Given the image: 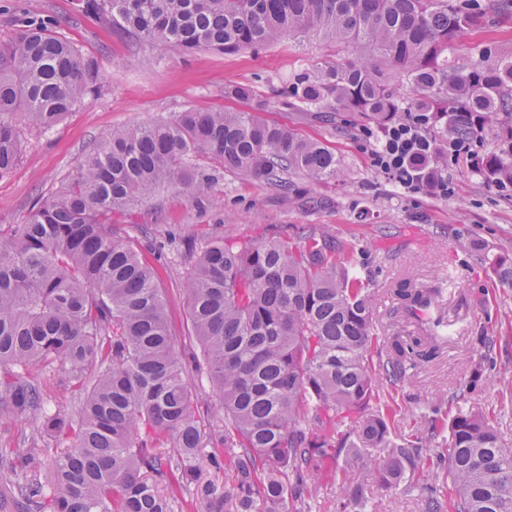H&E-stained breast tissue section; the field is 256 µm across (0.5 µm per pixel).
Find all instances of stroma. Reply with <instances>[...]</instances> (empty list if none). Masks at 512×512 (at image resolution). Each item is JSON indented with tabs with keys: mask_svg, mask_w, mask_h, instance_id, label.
Returning a JSON list of instances; mask_svg holds the SVG:
<instances>
[{
	"mask_svg": "<svg viewBox=\"0 0 512 512\" xmlns=\"http://www.w3.org/2000/svg\"><path fill=\"white\" fill-rule=\"evenodd\" d=\"M45 15L57 35L71 41L99 70L100 84L53 129L24 128L23 147L13 170L0 177V225L24 221L34 202L64 184L92 145L112 130L174 119L193 108L246 111L248 102L228 99L224 89L247 85L267 102L261 119L295 129L333 148L341 160L340 180L315 184L294 176L292 189L220 172L208 195L171 186L132 209L120 229L157 273L168 303L177 352L196 349L191 334L185 283L195 260L211 242H242L293 234L298 228H326L337 246L362 256V277L376 288V335L413 336L417 324L394 295L397 284L438 289L437 309L448 326L432 359L407 370L393 394L397 425L424 422L439 397L451 394L480 368L484 336L497 342V381H480L449 413L489 417L505 447L512 448V285L494 280L484 254L512 258V197L496 193L468 159L450 161L454 197L404 194L371 163L374 141L351 112H316L285 104L281 95L296 74L336 57L334 44L311 37L303 44L282 42L253 53L233 55L174 49L132 41L116 27L83 14L78 0H0V38L8 37L18 13ZM512 48V12L491 10L486 26L463 35L451 57L479 60L487 45ZM45 411L77 413L72 387L35 365ZM195 415L203 431L222 429L224 404L206 376L193 375ZM357 481L373 498L375 512H423L429 485L445 489L443 478L416 481L394 490L378 483L372 458L356 469Z\"/></svg>",
	"mask_w": 512,
	"mask_h": 512,
	"instance_id": "35a3bbf8",
	"label": "stroma"
}]
</instances>
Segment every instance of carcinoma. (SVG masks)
<instances>
[{
  "instance_id": "obj_1",
  "label": "carcinoma",
  "mask_w": 512,
  "mask_h": 512,
  "mask_svg": "<svg viewBox=\"0 0 512 512\" xmlns=\"http://www.w3.org/2000/svg\"><path fill=\"white\" fill-rule=\"evenodd\" d=\"M512 0H82V11L121 26L137 42L187 54L256 51L310 32L355 58L336 55L297 74L286 103L355 112L382 128L405 112H428L437 141L493 131L497 150L481 157L488 180H512V51L448 59L491 7ZM98 70L40 17L17 20L0 39V177L15 166L22 139L15 116L41 131L60 123L98 88ZM412 94L404 103L398 87ZM252 112L187 109L173 120L117 129L103 138L54 194L39 198L21 224L0 227V415L42 410L27 369L41 363L82 390L76 417L45 413L13 451L15 492L25 512H310L316 484L341 485L342 512H367L354 471L376 456L378 482L415 477L422 438L392 429L380 380L395 385L434 346L394 337L377 347L374 297L325 233L234 245L210 243L187 284L200 344L194 370L224 400L222 451L215 469L229 486L206 481L204 433L186 368L175 351L167 305L154 271L118 235L112 216L162 185L210 192L215 172H240L273 187L300 173L314 183L341 176L322 142L261 120L266 106L249 86L225 89ZM201 156L215 167L200 168ZM489 270L512 283V260ZM394 294L420 318L436 291L401 284ZM357 424L343 430L346 421ZM448 430V497L425 512H512V448L478 413L434 419ZM65 450L50 457V448ZM170 450L161 452L164 445ZM50 467L45 483L41 473Z\"/></svg>"
}]
</instances>
